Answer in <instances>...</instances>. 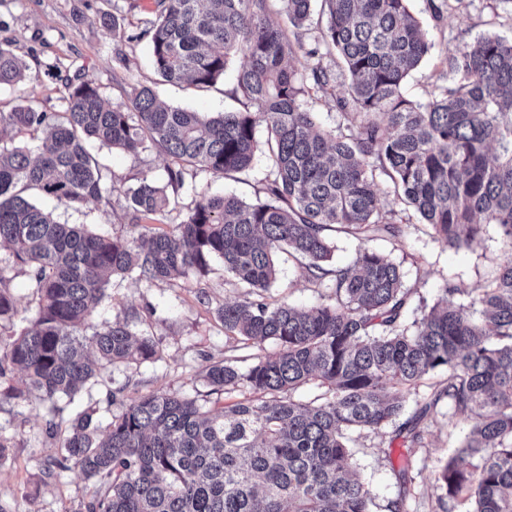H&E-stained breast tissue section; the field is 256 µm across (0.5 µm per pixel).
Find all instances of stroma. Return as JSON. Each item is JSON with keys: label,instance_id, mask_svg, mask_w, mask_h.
Masks as SVG:
<instances>
[{"label": "stroma", "instance_id": "stroma-1", "mask_svg": "<svg viewBox=\"0 0 512 512\" xmlns=\"http://www.w3.org/2000/svg\"><path fill=\"white\" fill-rule=\"evenodd\" d=\"M154 8V0H0V42L10 43L14 53L30 67L24 92L0 88V110L11 111L23 99L38 111L62 112L67 94L65 80L79 72L94 79L103 98L115 107L126 103L134 85L144 84L153 86L159 99L169 105L209 114L234 108L231 92L236 66H229L214 87L201 91L158 80L150 64L148 43L140 36ZM409 9L423 23L433 44L431 54L411 72L404 85V96L418 103L428 102L447 86L441 64L445 55L481 36L512 39V0H410ZM106 14L117 17L118 31L102 26L101 18ZM272 19L285 26L291 43L303 45L293 57L292 66L304 71L319 61L336 68L335 54L318 60L310 55L311 49L322 45L321 31L327 20L322 4H315L310 24L299 30L289 27L282 10H274ZM91 150L104 166V183L109 187L101 199L75 210L43 199L35 190L29 197L51 211L59 223L84 224L106 235L128 231L132 211L124 192L142 177L153 178L175 204L159 223L166 230L184 219L199 190L255 202L270 166L266 154L260 152L249 174L188 175L178 186L169 184L168 160L157 150L132 154L98 143L92 144ZM376 189L384 210L402 218L406 230L400 244L374 240L370 246L389 253L400 264L406 285L416 290L414 310H429L445 283L463 288L465 294L460 301L470 303V291L493 279L503 259L505 246L496 227L487 226L478 243L455 248L437 239L421 223L394 195L389 181L378 180ZM0 265L8 269L18 310L13 320L0 321V336L7 338L18 333L25 319L34 315L38 300L26 269L13 264L8 250H0ZM276 266L277 279L270 289L273 299H284L298 307L327 302L329 289L307 283L287 254L278 255ZM240 294L219 260L212 262L206 275L171 285L148 286L128 276L113 277L97 308L96 324L134 315V332L154 336L158 358L140 365L118 363L108 367L98 381L76 395L72 404L63 405L60 423H67L75 411L87 408L95 409L101 420H110L119 408L108 405L106 392L118 388L130 400L169 391L197 399L208 408L221 409L228 397L212 392L204 379V369L234 353L237 342L225 336L217 310ZM48 411V406L34 397L25 402L0 399V436L8 438L11 445L7 458L0 461V505L7 512H78L91 490L90 482L78 471L46 475L45 462L61 453L57 441L43 432ZM427 424L422 446L405 448L397 444L388 452L370 446L357 448L354 462L373 493V512H389L391 502L398 499L400 486L394 471L406 459L412 462L411 490L419 512H434L441 494L434 483V469L438 461L456 455L471 422L443 405Z\"/></svg>", "mask_w": 512, "mask_h": 512}]
</instances>
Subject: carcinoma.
I'll list each match as a JSON object with an SVG mask.
<instances>
[{"label":"carcinoma","instance_id":"carcinoma-1","mask_svg":"<svg viewBox=\"0 0 512 512\" xmlns=\"http://www.w3.org/2000/svg\"><path fill=\"white\" fill-rule=\"evenodd\" d=\"M273 2L155 0L142 31L155 72L187 88L215 85L244 55L233 90L239 109L206 117L159 103L141 84L112 107L95 80L78 74L60 116L23 103L0 112V248L27 267L39 298L23 329L0 338V398L35 392L55 410L107 366L152 360L154 337L135 334L134 318L93 323L109 279L186 280L219 259L245 289L217 310L224 335L278 350L244 370L235 359L206 366L213 392L242 395L220 411L157 392L124 404L105 425L93 410L77 413L47 472L76 468L91 482L78 512H371L353 448L392 425L388 445L418 447L422 422L445 402L472 428L457 457L436 467L435 483L464 512H512V40L483 37L447 55L448 87L416 104L403 84L433 44L408 0H325L322 41L344 63L340 81L320 64L311 69L343 117L327 131L304 108L306 76L288 62L295 49L270 20ZM280 2L293 27L309 19L311 0ZM28 80L29 66L0 43V86ZM8 129L40 134L37 152L5 140ZM91 141L163 152L174 184L188 171L247 172L261 145L271 171L256 202L199 192L187 218L166 231L149 221L164 217L170 200L144 176L125 191L130 232L111 237L60 224L26 195L35 189L75 209L101 198ZM379 176L453 246L498 229L504 258L470 305L445 283L430 311L409 320L414 289L400 265L367 246L399 243L405 233L384 219ZM332 232L359 242L351 264L329 265ZM280 250L309 283L331 288L330 301L299 310L271 299ZM10 288L0 268V320L17 315ZM17 369L22 387L11 384ZM436 373L444 379L396 424L407 395ZM309 383L323 392L294 399ZM475 455L481 465L469 471L463 461ZM410 469L407 462L398 471L402 493L390 512H417Z\"/></svg>","mask_w":512,"mask_h":512}]
</instances>
